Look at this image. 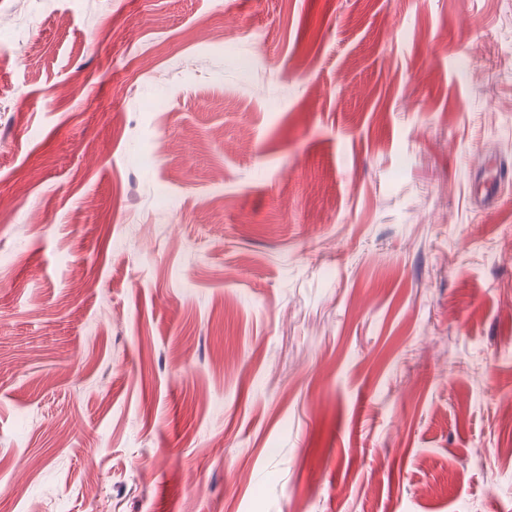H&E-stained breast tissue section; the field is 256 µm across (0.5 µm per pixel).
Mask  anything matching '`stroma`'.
<instances>
[{
  "label": "stroma",
  "instance_id": "obj_1",
  "mask_svg": "<svg viewBox=\"0 0 512 512\" xmlns=\"http://www.w3.org/2000/svg\"><path fill=\"white\" fill-rule=\"evenodd\" d=\"M0 52V512H512V0H0Z\"/></svg>",
  "mask_w": 512,
  "mask_h": 512
}]
</instances>
